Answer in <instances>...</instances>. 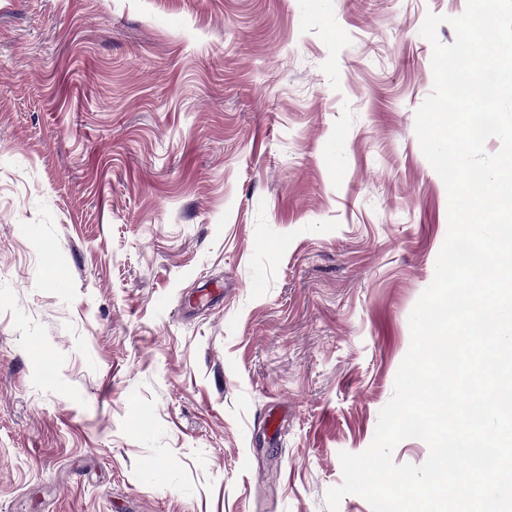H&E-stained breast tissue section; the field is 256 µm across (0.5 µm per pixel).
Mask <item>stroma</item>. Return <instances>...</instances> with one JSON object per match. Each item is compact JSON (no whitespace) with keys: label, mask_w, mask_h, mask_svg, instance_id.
<instances>
[{"label":"stroma","mask_w":512,"mask_h":512,"mask_svg":"<svg viewBox=\"0 0 512 512\" xmlns=\"http://www.w3.org/2000/svg\"><path fill=\"white\" fill-rule=\"evenodd\" d=\"M466 5L0 0V512H329L447 234L420 29Z\"/></svg>","instance_id":"obj_1"}]
</instances>
